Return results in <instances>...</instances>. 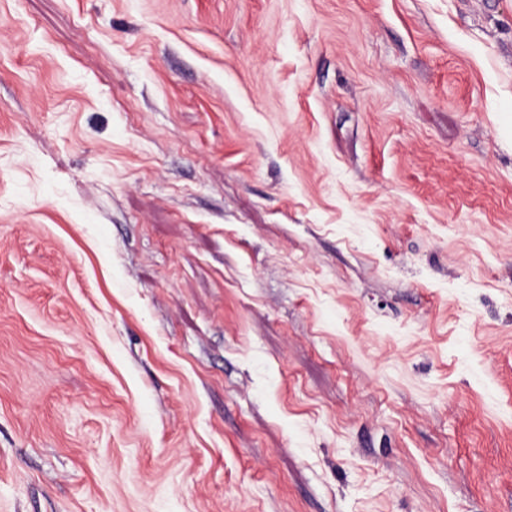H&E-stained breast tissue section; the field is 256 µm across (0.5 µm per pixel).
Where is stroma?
<instances>
[{"mask_svg": "<svg viewBox=\"0 0 512 512\" xmlns=\"http://www.w3.org/2000/svg\"><path fill=\"white\" fill-rule=\"evenodd\" d=\"M0 512H512V0H0Z\"/></svg>", "mask_w": 512, "mask_h": 512, "instance_id": "1", "label": "stroma"}]
</instances>
